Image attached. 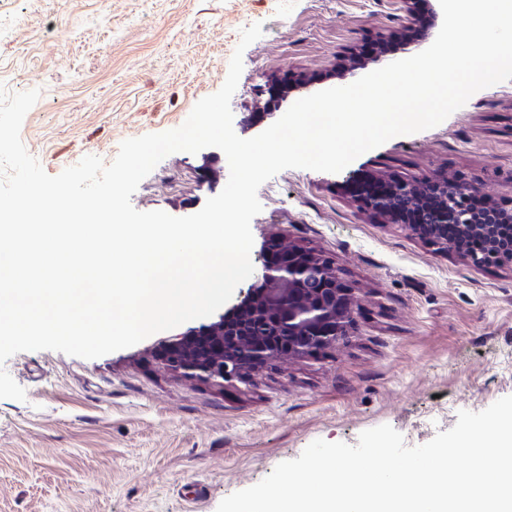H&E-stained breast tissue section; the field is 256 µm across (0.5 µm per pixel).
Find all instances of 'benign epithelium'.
I'll use <instances>...</instances> for the list:
<instances>
[{
	"mask_svg": "<svg viewBox=\"0 0 512 512\" xmlns=\"http://www.w3.org/2000/svg\"><path fill=\"white\" fill-rule=\"evenodd\" d=\"M423 0H397L398 26L377 35L374 60L388 61L397 46H411L407 33L420 25ZM360 49L350 47L336 55V66L355 73ZM388 189L359 202L369 217L397 224L440 254L454 253L465 262L481 265L479 251L496 246L490 226L479 224L467 207L478 187L444 174L422 178L375 175ZM437 188L436 203L423 207L428 187ZM413 210L418 223L406 224L402 215ZM468 239L477 251L465 254L457 241ZM260 273L239 300L218 320L193 327L161 342L155 358L184 379L215 388L244 379L247 372L301 359L342 344L353 323L355 289L340 276L334 262L310 248L269 238L259 255Z\"/></svg>",
	"mask_w": 512,
	"mask_h": 512,
	"instance_id": "7a95c632",
	"label": "benign epithelium"
}]
</instances>
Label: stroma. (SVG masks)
I'll return each instance as SVG.
<instances>
[{
  "label": "stroma",
  "mask_w": 512,
  "mask_h": 512,
  "mask_svg": "<svg viewBox=\"0 0 512 512\" xmlns=\"http://www.w3.org/2000/svg\"><path fill=\"white\" fill-rule=\"evenodd\" d=\"M255 23L263 34L243 54L231 99L243 138L300 99L285 74H305L312 94L351 84L337 53L398 17L390 0H0V88L39 90L20 136L47 174L87 155L108 164L123 140L179 127L217 92ZM434 172L512 207V80L340 173L289 168L259 187L251 260L272 235L331 258L358 296L344 344L221 391L152 358L163 331L95 359L11 356L1 367L26 399H0V512H217L314 440L354 445L387 424L422 445L458 411L512 396V269L437 254L344 191L369 173ZM228 178L220 149L177 152L131 203L189 216ZM192 484L204 490L196 502L182 493Z\"/></svg>",
  "instance_id": "stroma-1"
}]
</instances>
